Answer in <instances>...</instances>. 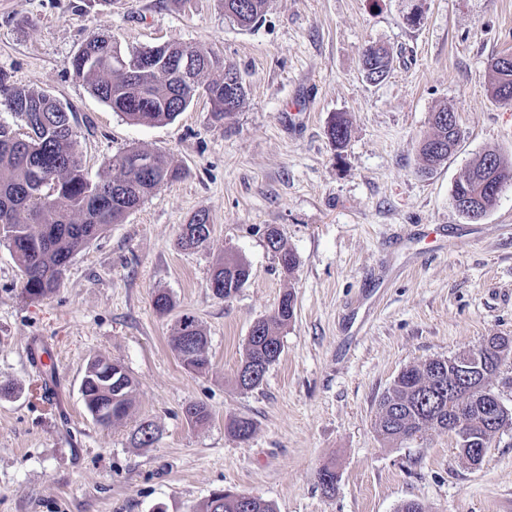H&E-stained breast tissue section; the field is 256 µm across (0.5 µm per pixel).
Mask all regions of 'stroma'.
Listing matches in <instances>:
<instances>
[{"mask_svg":"<svg viewBox=\"0 0 512 512\" xmlns=\"http://www.w3.org/2000/svg\"><path fill=\"white\" fill-rule=\"evenodd\" d=\"M94 33L124 54L168 42L214 50L241 73L245 101L220 122L199 97L168 124H134L69 67ZM373 43L396 56L378 83L361 65ZM502 52H512V0H270L250 27L222 0H0V71L70 107L90 177L132 147L183 169L79 251L47 297H23L0 243V382L17 388L0 398V512H201L217 489L277 512H398L411 500L425 512H512V429L474 466L447 432L389 444L374 426L406 366L512 337V185L478 221L452 204L476 156L512 160V105L490 87ZM443 107L461 140L425 177L420 144ZM338 114L351 130L340 151L328 135ZM201 211L208 241L178 248L181 225ZM426 224L446 228L431 253L418 238ZM271 226L297 256L292 272L267 248ZM228 258L250 278L225 301L210 282ZM160 291L175 302L164 314L152 304ZM287 291L296 310L281 356L242 391L249 331ZM185 313L209 341L203 373L170 347ZM33 342L57 362L50 399L27 363ZM95 356L121 361L136 382L132 409L107 428L79 391ZM191 402L208 406L209 424L187 425ZM236 416L254 420L248 440L227 433ZM145 420L161 437L133 447ZM326 464L331 494L317 482Z\"/></svg>","mask_w":512,"mask_h":512,"instance_id":"stroma-1","label":"stroma"}]
</instances>
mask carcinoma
<instances>
[{
    "instance_id": "obj_1",
    "label": "carcinoma",
    "mask_w": 512,
    "mask_h": 512,
    "mask_svg": "<svg viewBox=\"0 0 512 512\" xmlns=\"http://www.w3.org/2000/svg\"><path fill=\"white\" fill-rule=\"evenodd\" d=\"M268 0H224V12L242 26L258 23ZM196 60L195 78L186 82L177 72L180 58ZM366 78L379 82L391 71L394 58L383 47H368L362 53ZM73 73L87 83L92 93L112 111L138 124H160L185 111L199 92L211 105L214 120H224V79L240 75L232 64L211 49L182 43L148 47L121 55L112 38L89 36L70 61ZM494 97L512 102V53L498 54L491 60ZM0 106L12 112L27 129L20 136L12 126L0 123V242L10 247L20 271L23 293L31 299L52 294L75 254L96 239L108 226L120 224L132 211L162 185L183 175L180 166L167 157L137 148L128 152L150 159V170L142 172L121 163L122 155L110 160L108 170L89 179L76 152L73 112L46 92L17 85L0 72ZM433 134L422 141V172L430 174L455 150L460 131L455 113L442 108L431 117ZM331 141L338 148L348 144L350 127L338 116L329 127ZM504 188L512 184V162L494 150H487L467 167L453 190V202L463 215V204L491 210L497 197L489 192L492 184ZM270 250L285 272L297 263L276 228L267 232ZM250 278L249 266L237 259L224 261L215 270L214 295L233 298ZM295 315L292 293L284 294L278 305L259 319L257 333L249 334L237 374L238 386L246 391L260 387L269 368L282 352L281 330ZM205 336L195 316L181 315L171 336L170 346L182 366L193 372L208 368L211 359ZM487 369L486 386L501 374V367L512 354V340L493 336L481 344ZM456 366L448 358H433L411 365L394 379L378 403L376 428L389 443H402L414 435L435 429L453 435L462 447L456 427H461L470 448H487L495 431L485 425L484 406L490 395L466 381L463 394L448 397V379ZM136 384L123 363L98 356L88 361L80 382L85 410L101 426L123 419L134 402ZM112 408V420L99 415ZM187 424L201 426L211 415L203 403H191L183 410ZM228 434L249 439L255 422L245 416L227 424ZM160 437L159 429L143 422L132 434L136 448H149ZM204 512H276L272 502L259 496L217 490L210 495Z\"/></svg>"
}]
</instances>
